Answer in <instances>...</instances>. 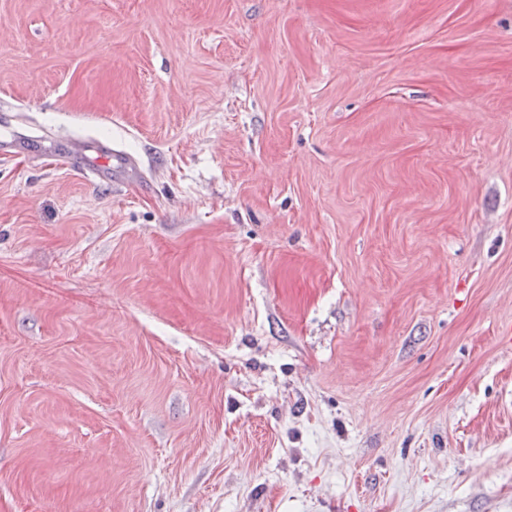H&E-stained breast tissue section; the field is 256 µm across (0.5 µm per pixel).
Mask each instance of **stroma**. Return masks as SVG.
<instances>
[{
    "instance_id": "35a3bbf8",
    "label": "stroma",
    "mask_w": 512,
    "mask_h": 512,
    "mask_svg": "<svg viewBox=\"0 0 512 512\" xmlns=\"http://www.w3.org/2000/svg\"><path fill=\"white\" fill-rule=\"evenodd\" d=\"M14 139L0 512H512V0H0ZM89 146L76 140L54 141L47 154L61 162H74L79 172L92 184L108 179L114 172L135 175L139 169L126 155L105 146L93 147L95 155H88Z\"/></svg>"
}]
</instances>
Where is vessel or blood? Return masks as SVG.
<instances>
[{
  "label": "vessel or blood",
  "mask_w": 512,
  "mask_h": 512,
  "mask_svg": "<svg viewBox=\"0 0 512 512\" xmlns=\"http://www.w3.org/2000/svg\"><path fill=\"white\" fill-rule=\"evenodd\" d=\"M48 155L61 162H71L90 183L96 184L108 179L113 173L137 174V165L120 151L105 146L87 149L76 140L51 142Z\"/></svg>",
  "instance_id": "1"
}]
</instances>
